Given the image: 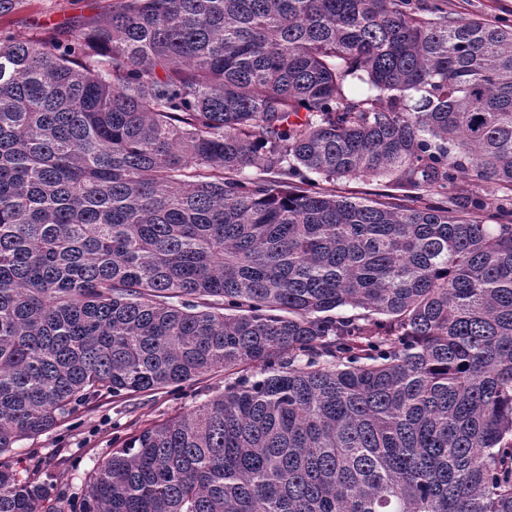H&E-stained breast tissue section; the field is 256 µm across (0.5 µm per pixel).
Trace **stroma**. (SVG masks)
<instances>
[{"instance_id": "35a3bbf8", "label": "stroma", "mask_w": 512, "mask_h": 512, "mask_svg": "<svg viewBox=\"0 0 512 512\" xmlns=\"http://www.w3.org/2000/svg\"><path fill=\"white\" fill-rule=\"evenodd\" d=\"M113 0H25L22 8L0 17V28L19 37L31 36L48 19L107 13ZM224 376L217 373L183 385L131 397L103 396L78 405L52 431L24 440L12 454L28 465L30 477L45 487L50 503L67 512H81L90 475L113 448L138 429L176 416L206 395L222 392Z\"/></svg>"}]
</instances>
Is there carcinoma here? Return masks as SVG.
Instances as JSON below:
<instances>
[{"instance_id":"1","label":"carcinoma","mask_w":512,"mask_h":512,"mask_svg":"<svg viewBox=\"0 0 512 512\" xmlns=\"http://www.w3.org/2000/svg\"><path fill=\"white\" fill-rule=\"evenodd\" d=\"M221 371L83 512H512V27L120 0L0 33V512H60L17 443ZM336 192L348 196V197H356V198H366L370 200L378 199V195L382 193H391L394 195H400L397 191L390 190L388 187H385L384 182H380L376 179H353V180H344L337 182Z\"/></svg>"}]
</instances>
